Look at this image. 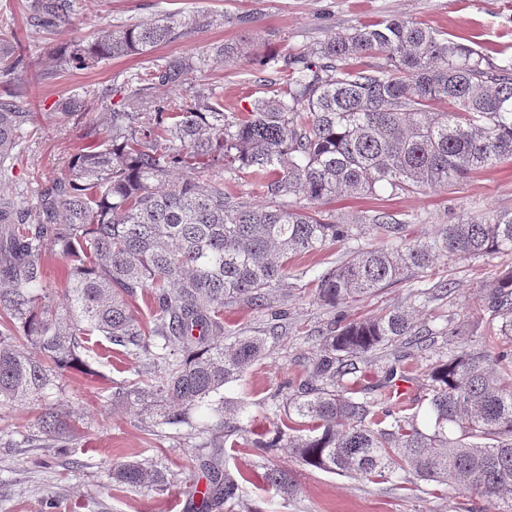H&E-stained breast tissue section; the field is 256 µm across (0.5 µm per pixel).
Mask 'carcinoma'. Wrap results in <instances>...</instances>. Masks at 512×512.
<instances>
[{"instance_id":"carcinoma-1","label":"carcinoma","mask_w":512,"mask_h":512,"mask_svg":"<svg viewBox=\"0 0 512 512\" xmlns=\"http://www.w3.org/2000/svg\"><path fill=\"white\" fill-rule=\"evenodd\" d=\"M38 12L66 21L73 0H35ZM173 18L103 30L92 41L65 47L70 61L98 63L144 54L180 36ZM19 40L0 56L5 73L23 65ZM386 55L377 66L350 60ZM285 86L241 114L205 101L160 107L140 123L133 112H112V135L80 148L68 173L46 181L35 206L0 201V401L25 405L55 385L61 371L86 366L84 337L98 332L154 369L145 387L112 392L116 406L144 403L162 423L190 424L207 409L217 416L202 466L210 474L199 512L240 498L244 473L220 468L223 448L249 440L261 450L286 448L302 465L371 482L400 477L463 486L512 512V211L458 217L434 234L403 243L406 225L388 215L371 219L381 244L352 248L315 278V298L338 307L361 301L400 280L404 270L498 254L505 264L485 281V327L500 342L448 349L426 374L431 431L415 416L358 396L354 358L391 351L385 386L410 345L426 347L435 332L414 312L394 309L344 325L331 323L319 356L292 387L285 407L298 418L248 438L239 425L245 405L215 407L211 397L239 380L266 350L262 336L224 344V306L243 304L284 314L271 293L285 286L284 258L346 244L359 224H338L298 204H322L341 194H391L446 189L460 179L512 159V60L493 65L477 50L423 23L399 18L362 23L307 53L271 57ZM174 58L130 93L152 85L180 86L193 69ZM444 104L447 110L437 112ZM29 113L13 95L0 97V165L16 156ZM184 169L179 181L174 169ZM245 180L272 205L250 207L224 185L223 173ZM69 263L66 303L49 290L47 247ZM150 295L154 318L142 329L134 310ZM501 319L498 327L493 320ZM23 338L39 356L17 348ZM43 434L70 423L47 409ZM131 487H159L148 462L112 470ZM263 485L293 490L286 468H266Z\"/></svg>"}]
</instances>
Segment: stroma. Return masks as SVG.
Returning <instances> with one entry per match:
<instances>
[{
  "label": "stroma",
  "mask_w": 512,
  "mask_h": 512,
  "mask_svg": "<svg viewBox=\"0 0 512 512\" xmlns=\"http://www.w3.org/2000/svg\"><path fill=\"white\" fill-rule=\"evenodd\" d=\"M29 2L0 0V38L20 36L31 80L17 104L30 113L38 130L22 144L18 158L0 168V198L29 207L35 205L46 180L67 173L79 148L107 137L113 111L138 113L144 122L153 116L152 102L178 104L196 92L215 93L225 111L238 113L254 100L270 97L286 77L274 67L260 66L254 59L258 53H303L361 23L400 17L446 32L481 51L491 63L512 57V0H76L69 22L52 27L33 19ZM241 15L252 17L251 27L236 24ZM166 17L183 21L181 36L145 54L79 67L60 63L54 53L58 45L92 40L104 29ZM243 42L253 44L252 54L230 62L220 57L223 46ZM180 56L202 63L182 86L157 85L146 99L131 97L130 75ZM74 95L92 101V109L62 115L61 103ZM320 210L339 222L389 214L406 223L407 238L413 242L465 213L512 211V160L444 190L394 196L380 189L371 196L340 195ZM343 256V247L334 244L289 258L286 317L277 336L240 380L221 391L226 400L247 401L240 420L248 430L260 433L271 428L275 393L304 378L317 351L311 336L325 330L333 317L341 313L358 320L409 306L417 289L437 281L430 270L412 268L376 296L343 309L316 303L307 278L336 265ZM502 263L501 256L487 255L450 264L451 291L422 306L420 321L438 332L486 322L480 284ZM271 324L267 313L229 306L224 310V339L259 336ZM85 346L89 371L65 372L56 387L26 405L0 402V512H193L195 489L206 482L195 450L205 435L187 426H156L155 412L137 405L113 406L114 386L141 385L150 373L101 334L88 336ZM447 351L440 341L425 350L412 349L407 360L409 368L399 383L400 402L420 427L432 426L434 418L419 379ZM48 407L77 415L76 428L66 440L39 433L37 421ZM136 460L150 461L163 472L165 487L135 489L113 480L114 464ZM222 465L232 472L254 474L283 467L292 471L296 484L289 494L258 483L244 484L241 501L226 503L222 512H498L496 500L463 488L431 494L423 483L341 477L303 466L284 449L265 456L249 446L229 449ZM50 500L55 503L51 509L46 506Z\"/></svg>",
  "instance_id": "obj_1"
}]
</instances>
